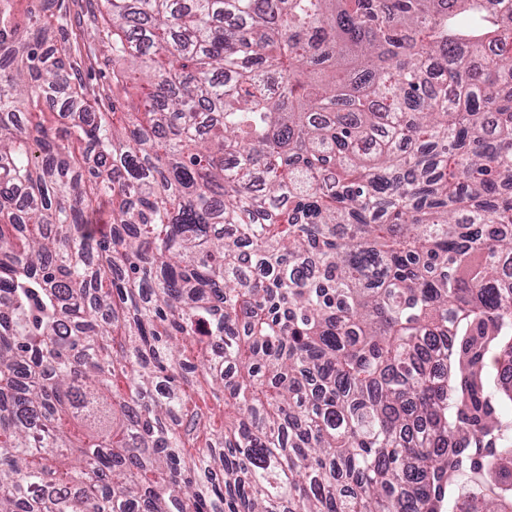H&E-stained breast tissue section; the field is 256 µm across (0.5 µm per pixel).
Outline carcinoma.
<instances>
[{"label":"carcinoma","instance_id":"cac0c4a2","mask_svg":"<svg viewBox=\"0 0 512 512\" xmlns=\"http://www.w3.org/2000/svg\"><path fill=\"white\" fill-rule=\"evenodd\" d=\"M16 2L0 512H512V0Z\"/></svg>","mask_w":512,"mask_h":512}]
</instances>
